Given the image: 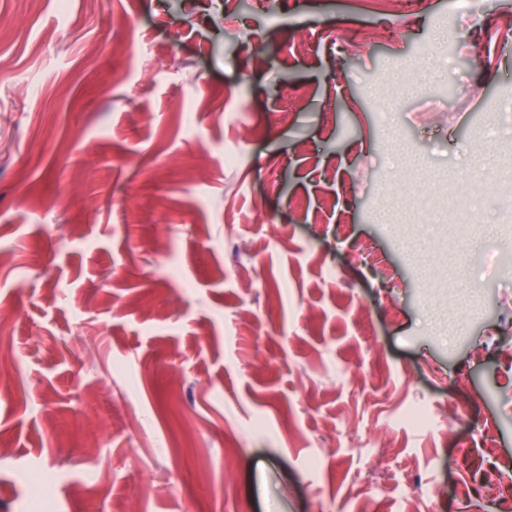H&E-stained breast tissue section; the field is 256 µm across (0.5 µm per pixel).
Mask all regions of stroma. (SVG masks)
Wrapping results in <instances>:
<instances>
[{
  "mask_svg": "<svg viewBox=\"0 0 512 512\" xmlns=\"http://www.w3.org/2000/svg\"><path fill=\"white\" fill-rule=\"evenodd\" d=\"M470 2L0 0V512L512 508V222L448 209L512 197V0ZM476 188L471 182L459 185L455 194L456 205L452 210V216L456 224H472L473 205L476 200ZM458 202H461L460 205Z\"/></svg>",
  "mask_w": 512,
  "mask_h": 512,
  "instance_id": "1",
  "label": "stroma"
}]
</instances>
